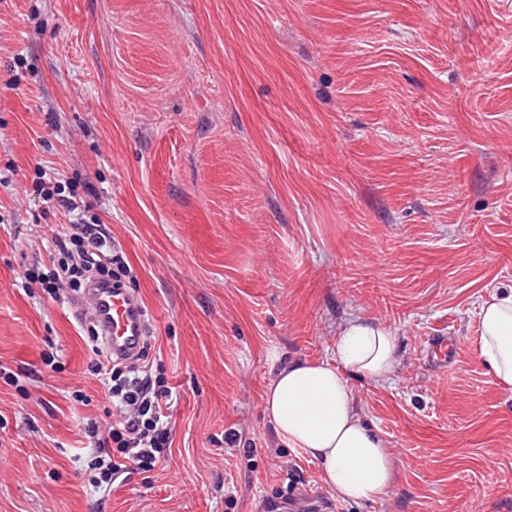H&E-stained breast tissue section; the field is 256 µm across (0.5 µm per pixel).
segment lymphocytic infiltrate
<instances>
[{"mask_svg": "<svg viewBox=\"0 0 512 512\" xmlns=\"http://www.w3.org/2000/svg\"><path fill=\"white\" fill-rule=\"evenodd\" d=\"M54 246L65 258L56 272H32L28 280L40 284L53 299L63 291H80L89 279L116 285L136 275L119 244L99 220L78 216L69 232L59 235ZM95 374L112 400V422L100 432L95 420H87L84 433L89 446L83 462L94 491L111 494L116 483L135 471L153 470L172 445L170 409L176 399L162 370L148 364L111 363L97 358Z\"/></svg>", "mask_w": 512, "mask_h": 512, "instance_id": "1", "label": "lymphocytic infiltrate"}]
</instances>
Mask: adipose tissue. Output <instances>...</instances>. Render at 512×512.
Returning <instances> with one entry per match:
<instances>
[{"instance_id": "1", "label": "adipose tissue", "mask_w": 512, "mask_h": 512, "mask_svg": "<svg viewBox=\"0 0 512 512\" xmlns=\"http://www.w3.org/2000/svg\"><path fill=\"white\" fill-rule=\"evenodd\" d=\"M479 314V355L512 389V291L482 299ZM397 360L394 330L356 319L341 330L335 357L290 362L266 388L265 412L280 440L316 460L341 501L383 499L395 479V455L363 420L349 380L388 384Z\"/></svg>"}]
</instances>
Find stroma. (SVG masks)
I'll return each instance as SVG.
<instances>
[{
	"mask_svg": "<svg viewBox=\"0 0 512 512\" xmlns=\"http://www.w3.org/2000/svg\"><path fill=\"white\" fill-rule=\"evenodd\" d=\"M39 168L120 243L178 393L166 461L107 496L75 460L82 417L112 420L83 297L26 283L71 222ZM0 174V512H267L295 487L512 512V390L478 354L512 289V0H0ZM356 317L397 334L393 383L351 384L399 470L352 504L263 397Z\"/></svg>",
	"mask_w": 512,
	"mask_h": 512,
	"instance_id": "1",
	"label": "stroma"
}]
</instances>
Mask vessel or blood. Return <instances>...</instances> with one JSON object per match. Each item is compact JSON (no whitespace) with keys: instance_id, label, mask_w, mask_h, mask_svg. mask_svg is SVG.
<instances>
[{"instance_id":"obj_1","label":"vessel or blood","mask_w":512,"mask_h":512,"mask_svg":"<svg viewBox=\"0 0 512 512\" xmlns=\"http://www.w3.org/2000/svg\"><path fill=\"white\" fill-rule=\"evenodd\" d=\"M87 303L107 358L137 355L147 334V313L137 296L127 288L98 285L88 290Z\"/></svg>"}]
</instances>
